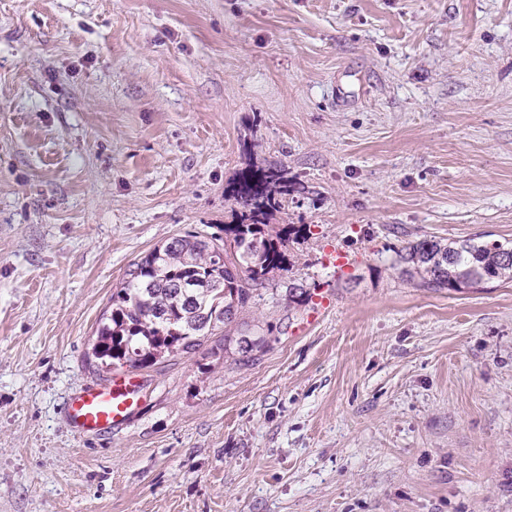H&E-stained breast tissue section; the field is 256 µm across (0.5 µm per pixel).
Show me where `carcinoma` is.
<instances>
[{"label": "carcinoma", "mask_w": 512, "mask_h": 512, "mask_svg": "<svg viewBox=\"0 0 512 512\" xmlns=\"http://www.w3.org/2000/svg\"><path fill=\"white\" fill-rule=\"evenodd\" d=\"M238 205L224 236L189 233L156 248L133 264L112 293L92 346L100 364L146 369L164 357L189 353L248 306L253 287L286 264L287 237L265 233L269 211L280 207L276 194L290 192L277 167H252L226 189ZM401 259L425 288L459 292L495 280L512 282V245L476 238L443 243L424 238L404 247ZM236 343L241 365L254 362L269 338L224 337Z\"/></svg>", "instance_id": "carcinoma-1"}]
</instances>
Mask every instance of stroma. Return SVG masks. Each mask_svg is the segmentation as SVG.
<instances>
[{"label": "stroma", "mask_w": 512, "mask_h": 512, "mask_svg": "<svg viewBox=\"0 0 512 512\" xmlns=\"http://www.w3.org/2000/svg\"><path fill=\"white\" fill-rule=\"evenodd\" d=\"M268 165L284 269L72 432L128 270ZM423 238L512 242V0H0V512H512V282ZM509 244L477 238L451 243L424 238L404 247L401 259L421 276L424 288L459 292L495 280L512 282ZM440 256L442 261H436ZM237 345L238 358L240 365H249L256 359L254 352H263L269 344V339L265 336H257L253 339L241 337L235 340ZM143 387L142 379L130 372L82 386L67 401L68 426L79 435L111 434L126 427L143 401Z\"/></svg>", "instance_id": "obj_1"}]
</instances>
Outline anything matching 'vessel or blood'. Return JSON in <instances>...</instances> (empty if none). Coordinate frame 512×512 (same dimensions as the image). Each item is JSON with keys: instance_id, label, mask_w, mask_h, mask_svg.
Here are the masks:
<instances>
[{"instance_id": "vessel-or-blood-1", "label": "vessel or blood", "mask_w": 512, "mask_h": 512, "mask_svg": "<svg viewBox=\"0 0 512 512\" xmlns=\"http://www.w3.org/2000/svg\"><path fill=\"white\" fill-rule=\"evenodd\" d=\"M142 390V379L130 372L114 374L103 383L84 385L67 401V424L79 435H104L122 429L139 409Z\"/></svg>"}]
</instances>
